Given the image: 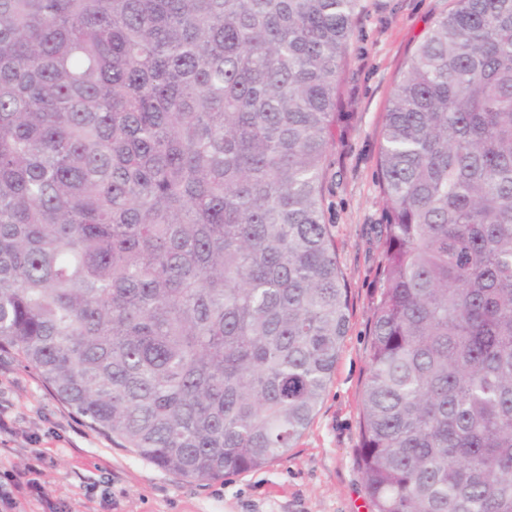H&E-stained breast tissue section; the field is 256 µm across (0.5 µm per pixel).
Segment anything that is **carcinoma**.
I'll list each match as a JSON object with an SVG mask.
<instances>
[{
	"mask_svg": "<svg viewBox=\"0 0 512 512\" xmlns=\"http://www.w3.org/2000/svg\"><path fill=\"white\" fill-rule=\"evenodd\" d=\"M360 0H0V348L196 481L312 423L349 328L324 218ZM377 164L375 512H512V0H451Z\"/></svg>",
	"mask_w": 512,
	"mask_h": 512,
	"instance_id": "1",
	"label": "carcinoma"
}]
</instances>
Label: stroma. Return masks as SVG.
<instances>
[{
  "mask_svg": "<svg viewBox=\"0 0 512 512\" xmlns=\"http://www.w3.org/2000/svg\"><path fill=\"white\" fill-rule=\"evenodd\" d=\"M339 76L342 133L328 158L325 218L350 298L349 328L319 410L286 456L249 472L195 481L162 471L92 430L35 370L0 350V488L34 466L48 499L22 512H372L358 451L384 202L377 154L398 71L448 0H362Z\"/></svg>",
  "mask_w": 512,
  "mask_h": 512,
  "instance_id": "35a3bbf8",
  "label": "stroma"
}]
</instances>
